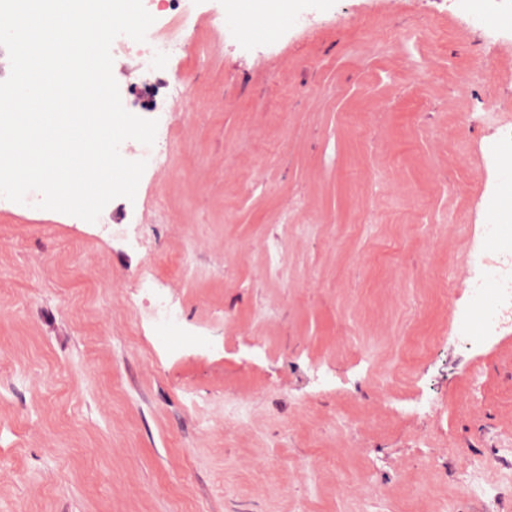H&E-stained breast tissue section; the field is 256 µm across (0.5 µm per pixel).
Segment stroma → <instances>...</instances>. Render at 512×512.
I'll return each mask as SVG.
<instances>
[{
	"label": "stroma",
	"instance_id": "35a3bbf8",
	"mask_svg": "<svg viewBox=\"0 0 512 512\" xmlns=\"http://www.w3.org/2000/svg\"><path fill=\"white\" fill-rule=\"evenodd\" d=\"M188 6V53L113 58L132 97L191 89L134 199L93 223L0 201V512H481L455 451L512 438V327L461 345L447 287L483 243L512 42L448 0H338L249 46ZM421 395L440 417L404 413ZM154 318L159 324L175 329L179 324L180 315L173 307V303L163 294H159L154 307Z\"/></svg>",
	"mask_w": 512,
	"mask_h": 512
}]
</instances>
